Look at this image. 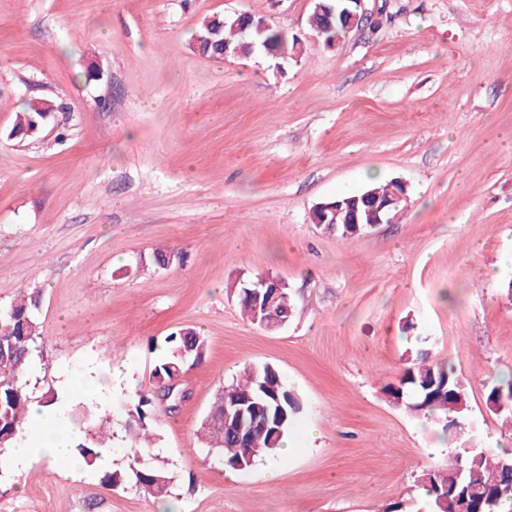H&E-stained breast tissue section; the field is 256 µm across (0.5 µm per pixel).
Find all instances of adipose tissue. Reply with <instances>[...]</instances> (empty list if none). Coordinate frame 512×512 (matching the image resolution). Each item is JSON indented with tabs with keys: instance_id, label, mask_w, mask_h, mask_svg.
<instances>
[{
	"instance_id": "obj_1",
	"label": "adipose tissue",
	"mask_w": 512,
	"mask_h": 512,
	"mask_svg": "<svg viewBox=\"0 0 512 512\" xmlns=\"http://www.w3.org/2000/svg\"><path fill=\"white\" fill-rule=\"evenodd\" d=\"M58 415L53 406L33 403L21 423L10 447V461L20 470L26 469L33 458L42 455L54 460L66 459L71 445L84 434L83 427L69 426L55 430Z\"/></svg>"
}]
</instances>
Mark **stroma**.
Instances as JSON below:
<instances>
[{
  "instance_id": "35a3bbf8",
  "label": "stroma",
  "mask_w": 512,
  "mask_h": 512,
  "mask_svg": "<svg viewBox=\"0 0 512 512\" xmlns=\"http://www.w3.org/2000/svg\"><path fill=\"white\" fill-rule=\"evenodd\" d=\"M363 7L372 25L328 47L313 0H0V307L40 295L33 400L101 365L121 441L166 337L190 326L207 344L178 406L154 404L167 495L108 488L72 455L0 465V512H426L421 476L449 450L512 444L484 385L512 373V0ZM236 11L302 53L259 73L200 55L199 21ZM34 98L63 109L11 138ZM391 180L407 185L391 223L350 242L311 223L342 187ZM158 249L171 263L142 265ZM258 274L294 298L279 331L231 290ZM420 343L467 384L457 432L383 392ZM247 362L274 366L304 409L287 453L230 482L195 432Z\"/></svg>"
}]
</instances>
